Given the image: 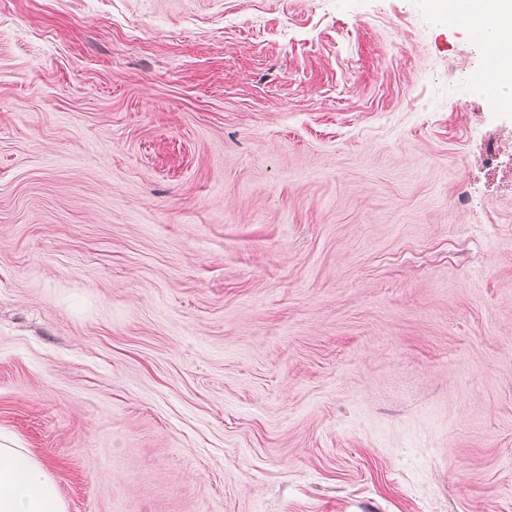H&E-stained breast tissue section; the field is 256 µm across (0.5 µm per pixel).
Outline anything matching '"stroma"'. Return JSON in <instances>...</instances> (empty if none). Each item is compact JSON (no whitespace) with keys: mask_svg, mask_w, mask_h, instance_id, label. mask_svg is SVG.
<instances>
[{"mask_svg":"<svg viewBox=\"0 0 512 512\" xmlns=\"http://www.w3.org/2000/svg\"><path fill=\"white\" fill-rule=\"evenodd\" d=\"M484 58L425 0H0V428L68 512H512Z\"/></svg>","mask_w":512,"mask_h":512,"instance_id":"obj_1","label":"stroma"}]
</instances>
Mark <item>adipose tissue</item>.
I'll return each mask as SVG.
<instances>
[{
	"mask_svg": "<svg viewBox=\"0 0 512 512\" xmlns=\"http://www.w3.org/2000/svg\"><path fill=\"white\" fill-rule=\"evenodd\" d=\"M431 19L475 34L484 44L487 80L474 90L493 93L512 109V0H427ZM0 512H67L45 464L11 433L0 429Z\"/></svg>",
	"mask_w": 512,
	"mask_h": 512,
	"instance_id": "obj_1",
	"label": "adipose tissue"
}]
</instances>
